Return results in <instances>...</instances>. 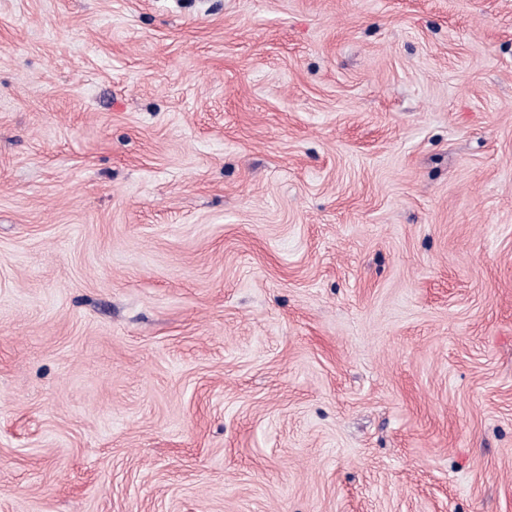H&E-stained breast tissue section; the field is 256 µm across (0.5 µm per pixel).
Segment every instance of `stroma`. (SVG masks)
Returning <instances> with one entry per match:
<instances>
[{
    "label": "stroma",
    "instance_id": "stroma-1",
    "mask_svg": "<svg viewBox=\"0 0 512 512\" xmlns=\"http://www.w3.org/2000/svg\"><path fill=\"white\" fill-rule=\"evenodd\" d=\"M0 512H512V0H0Z\"/></svg>",
    "mask_w": 512,
    "mask_h": 512
}]
</instances>
